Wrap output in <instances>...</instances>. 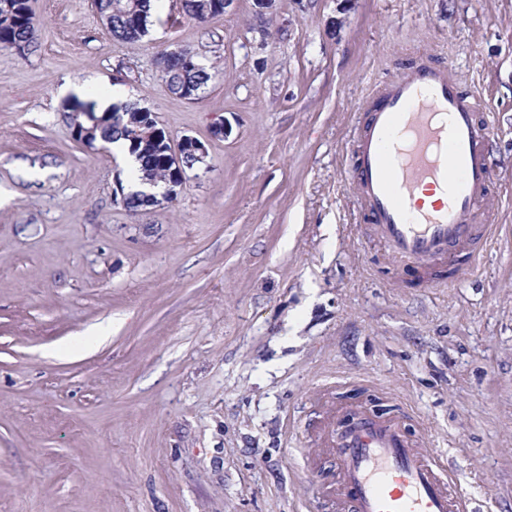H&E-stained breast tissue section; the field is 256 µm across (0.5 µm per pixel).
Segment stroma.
I'll use <instances>...</instances> for the list:
<instances>
[{"label": "stroma", "instance_id": "1", "mask_svg": "<svg viewBox=\"0 0 512 512\" xmlns=\"http://www.w3.org/2000/svg\"><path fill=\"white\" fill-rule=\"evenodd\" d=\"M0 48V512H336L337 401L409 409L470 512H512V0H253L198 24L161 0L112 38L92 0H31ZM214 67L199 99L157 57ZM487 103L495 241L432 290L369 237L352 130L419 58ZM121 87L209 141L177 198L127 211L63 89ZM225 122L230 132L210 138ZM36 18L29 0H0V47L28 52L35 44Z\"/></svg>", "mask_w": 512, "mask_h": 512}]
</instances>
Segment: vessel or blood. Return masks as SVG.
Listing matches in <instances>:
<instances>
[{
  "instance_id": "vessel-or-blood-1",
  "label": "vessel or blood",
  "mask_w": 512,
  "mask_h": 512,
  "mask_svg": "<svg viewBox=\"0 0 512 512\" xmlns=\"http://www.w3.org/2000/svg\"><path fill=\"white\" fill-rule=\"evenodd\" d=\"M480 100L461 90L452 67H410L380 90L355 127L351 181L378 239L406 270L467 247L475 264L492 236L478 223L491 183V126ZM441 188L424 206L419 194ZM345 512H466L440 458L410 438L401 415L354 412L329 443Z\"/></svg>"
}]
</instances>
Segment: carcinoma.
<instances>
[{
    "instance_id": "carcinoma-1",
    "label": "carcinoma",
    "mask_w": 512,
    "mask_h": 512,
    "mask_svg": "<svg viewBox=\"0 0 512 512\" xmlns=\"http://www.w3.org/2000/svg\"><path fill=\"white\" fill-rule=\"evenodd\" d=\"M184 15L197 23H206L224 14V0H183ZM100 12L112 36L125 42L139 41L148 36L152 25L151 0H100ZM36 18L29 0H0V47L28 52L35 44ZM166 62L165 82L170 93L181 97L191 88L200 93L214 78L197 54L178 48L172 55L160 53ZM71 129L78 131L76 141L90 147L97 142L114 143L123 140L129 152L139 162L136 178L157 188L173 182V174L163 159L168 137L159 124L149 120L147 108L135 104L112 105L98 111L95 102L75 100L63 106Z\"/></svg>"
}]
</instances>
